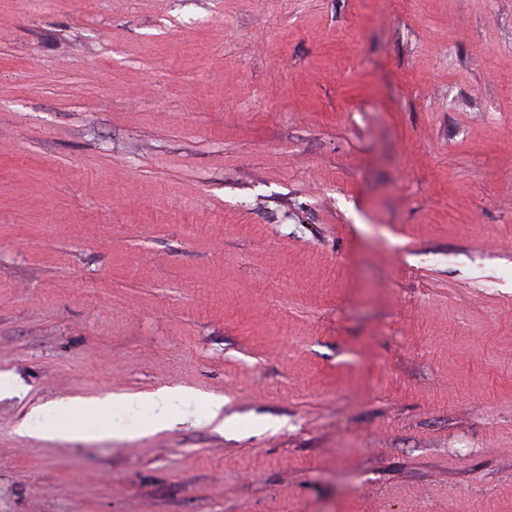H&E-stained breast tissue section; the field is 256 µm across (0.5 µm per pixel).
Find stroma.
<instances>
[{"mask_svg": "<svg viewBox=\"0 0 512 512\" xmlns=\"http://www.w3.org/2000/svg\"><path fill=\"white\" fill-rule=\"evenodd\" d=\"M0 375V512H512V0H0ZM140 400L139 395L108 396L92 401H76L69 399L59 401L55 404L54 409L60 415L82 411L84 415L105 418L111 413L112 405H114L115 402L133 405L135 402H140ZM104 433L112 435V424L101 423L92 428L59 426L52 430L55 437L67 441L95 439Z\"/></svg>", "mask_w": 512, "mask_h": 512, "instance_id": "35a3bbf8", "label": "stroma"}]
</instances>
